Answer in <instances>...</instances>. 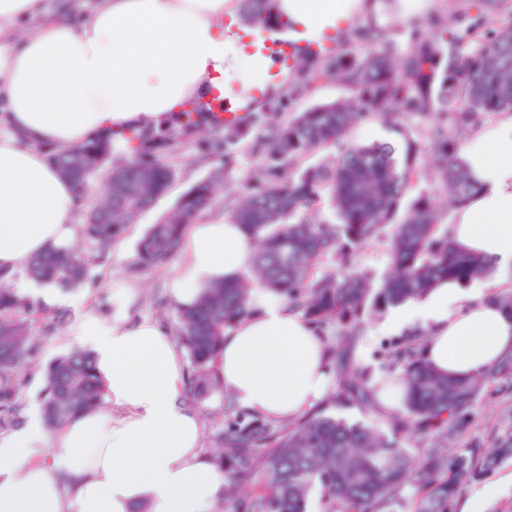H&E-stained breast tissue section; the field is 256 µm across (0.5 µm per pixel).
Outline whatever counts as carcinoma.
<instances>
[{
    "instance_id": "carcinoma-1",
    "label": "carcinoma",
    "mask_w": 512,
    "mask_h": 512,
    "mask_svg": "<svg viewBox=\"0 0 512 512\" xmlns=\"http://www.w3.org/2000/svg\"><path fill=\"white\" fill-rule=\"evenodd\" d=\"M251 24L269 18L268 0H242ZM303 69L308 81L334 80L349 96L320 102L277 125L266 137L267 182L252 188L231 213L256 239L251 271L215 285L191 308L179 310L176 337L191 364L186 396L194 399L221 387L217 361L224 331L251 311V291L261 286L300 310L326 340L336 390L325 405L295 421L273 423L239 413L216 434L224 452L215 457L228 476L225 506L216 512H307L318 496L322 512H448L463 485L483 479L512 458V431L491 449L456 448L455 439L472 421L479 396L493 385L512 384V353L468 380L436 374L418 347L391 350L378 382L352 365L347 352L361 337L365 317L420 297L443 278L471 282L487 275L488 262L455 247L448 226L425 195L406 199L416 179L419 143L407 131L405 145L355 144L332 158L300 167L315 151L341 143L361 118H427L433 144L432 171L452 204L469 198L473 186L457 152L467 131L481 118L512 110V22L484 27L480 21L459 30L417 38L403 51L389 47L363 51L352 45ZM260 118L249 116L224 128V145L244 140ZM128 151L124 164L109 159L88 164L99 149L111 155L110 138L62 148L51 154L64 169L83 173L85 182L105 171L96 186L84 235L102 250L125 224L149 208L174 179L164 162L141 159L169 145L177 131L121 133ZM219 175L198 182L174 212L152 225L137 249L138 264L151 269L178 251L187 226L207 209ZM328 208L332 219L313 222L309 211ZM389 235L391 270L376 279L359 271L340 276L314 271L316 260L344 262L362 245ZM89 256L51 247L28 268L37 281L75 288L90 278ZM28 298L0 288V430L20 423V382L15 369L35 352L36 337L19 315ZM42 409L50 426L102 404L104 389L89 352L62 356L46 369ZM403 382L404 413L388 423H350L331 409L353 404L377 410L388 385Z\"/></svg>"
}]
</instances>
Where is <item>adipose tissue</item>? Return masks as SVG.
<instances>
[{
  "label": "adipose tissue",
  "instance_id": "obj_1",
  "mask_svg": "<svg viewBox=\"0 0 512 512\" xmlns=\"http://www.w3.org/2000/svg\"><path fill=\"white\" fill-rule=\"evenodd\" d=\"M294 36L319 40L338 22L377 16L379 0H270ZM266 34L241 25L238 0H91L50 14L46 0H0V278L22 294L49 285L19 278L50 246L77 238L76 196L47 156L128 127L151 128L213 97L256 112L287 91L273 72ZM472 196L449 235L492 264L472 282L447 281L391 307L380 329L422 328L436 373L466 380L512 351V310L488 290L512 285V113L476 126L460 152ZM255 261L245 225L194 224L169 282L176 306H193L212 285L246 274ZM131 285L111 295L109 318L87 314L71 329L88 347L107 404L49 427L38 408L0 432V512H213L226 478L202 447L203 429L183 400L186 368L171 332L130 318ZM324 338L301 312L263 289L252 311L224 334L218 369L235 406L295 420L330 391Z\"/></svg>",
  "mask_w": 512,
  "mask_h": 512
}]
</instances>
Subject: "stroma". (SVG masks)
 Returning a JSON list of instances; mask_svg holds the SVG:
<instances>
[{
  "mask_svg": "<svg viewBox=\"0 0 512 512\" xmlns=\"http://www.w3.org/2000/svg\"><path fill=\"white\" fill-rule=\"evenodd\" d=\"M345 93V88L336 82L323 80L309 86L299 75L294 80L293 91L265 104L261 110L262 119L267 125L280 124L315 103L333 100ZM401 122L421 146L417 161L419 176L410 193L429 196L442 223H451L453 210L448 204L447 191L429 166L431 146L426 137V124L415 116L402 117ZM223 138L224 131L220 128L211 135L189 131L174 144L157 150L156 158L166 161L174 169L173 182L153 207L138 213L111 247L99 256L92 268L91 281L82 288H54V296L50 299L38 293L32 295L34 310L25 314L24 319L31 334L36 336L39 348L35 365L21 371L24 379L20 388L22 407L40 406L45 387L44 368L72 350L68 336L70 324L88 312L102 317L110 315V283L126 282L141 290L140 301L131 309L132 319H148L175 328L178 309L171 302L168 283L177 261L171 258L153 269H142L137 262V245L149 227L171 212L197 182L213 176L218 182L212 204L201 218L206 221L230 216L240 195L254 181L256 172L264 167L266 158L259 134H252L247 140L230 146L224 145ZM381 321L378 315L368 319L362 339L357 340L348 352L352 363L372 373L377 372L383 355L408 339L404 333H381ZM511 423L512 387L490 389L478 400L471 425L457 437L456 445L460 448L490 447Z\"/></svg>",
  "mask_w": 512,
  "mask_h": 512,
  "instance_id": "35a3bbf8",
  "label": "stroma"
}]
</instances>
